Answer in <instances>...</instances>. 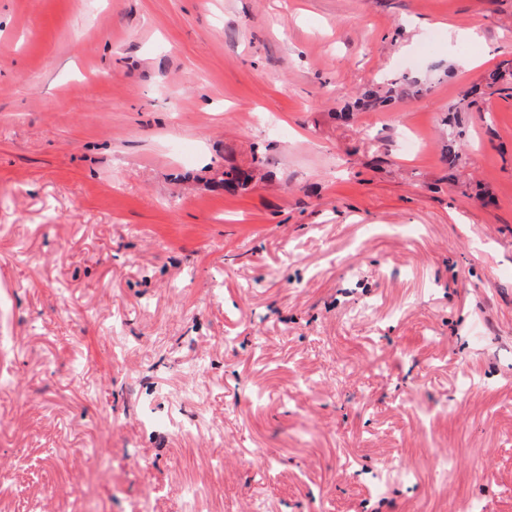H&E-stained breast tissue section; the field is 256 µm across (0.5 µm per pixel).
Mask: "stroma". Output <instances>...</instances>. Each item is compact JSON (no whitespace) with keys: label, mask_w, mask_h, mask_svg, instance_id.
Segmentation results:
<instances>
[{"label":"stroma","mask_w":512,"mask_h":512,"mask_svg":"<svg viewBox=\"0 0 512 512\" xmlns=\"http://www.w3.org/2000/svg\"><path fill=\"white\" fill-rule=\"evenodd\" d=\"M510 57L512 0H0V512H512ZM488 85L498 86L500 93L512 95V60H503L488 74ZM391 88L384 94L379 86L367 85L357 92V97L350 107L348 105L347 112H353V110L359 109H376L387 106L391 101L401 94L412 90L416 95L420 94L424 90L423 84L417 79H404L400 83H391ZM461 123L454 122L448 124V148L443 153L442 158L448 162L449 166H455L461 157V141L463 140L464 130Z\"/></svg>","instance_id":"35a3bbf8"}]
</instances>
